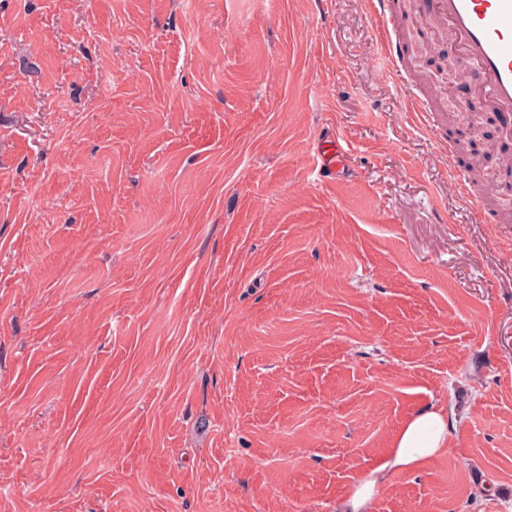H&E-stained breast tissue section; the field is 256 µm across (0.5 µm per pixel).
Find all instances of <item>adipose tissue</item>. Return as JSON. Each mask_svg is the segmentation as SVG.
<instances>
[{
  "label": "adipose tissue",
  "mask_w": 512,
  "mask_h": 512,
  "mask_svg": "<svg viewBox=\"0 0 512 512\" xmlns=\"http://www.w3.org/2000/svg\"><path fill=\"white\" fill-rule=\"evenodd\" d=\"M448 414L432 407L414 412L398 433L386 462L373 469L370 478L342 500L339 512H371L373 492L394 470L411 471L448 447Z\"/></svg>",
  "instance_id": "ef3b65f1"
}]
</instances>
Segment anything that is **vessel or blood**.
<instances>
[{
  "label": "vessel or blood",
  "instance_id": "obj_1",
  "mask_svg": "<svg viewBox=\"0 0 512 512\" xmlns=\"http://www.w3.org/2000/svg\"><path fill=\"white\" fill-rule=\"evenodd\" d=\"M423 10L444 17L453 30L464 64L477 74L482 90L512 127V0H421ZM383 61L396 67L399 48L393 39L392 0H370ZM350 152L342 139H329L316 165V179H335Z\"/></svg>",
  "mask_w": 512,
  "mask_h": 512
}]
</instances>
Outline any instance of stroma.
<instances>
[{
  "mask_svg": "<svg viewBox=\"0 0 512 512\" xmlns=\"http://www.w3.org/2000/svg\"><path fill=\"white\" fill-rule=\"evenodd\" d=\"M366 0H0V512H512V223ZM351 154L316 181L323 140ZM369 3L372 15L376 21V33L382 47L383 61L395 71L396 79L406 89L411 110L417 112L422 122L431 129L433 125L427 117L428 113H432V110L428 106L427 101L411 92L407 85V80L401 74L402 71L397 69L399 48L393 39V28L396 26V18L392 15V0H370ZM448 413L443 409L421 408L414 412L398 433L386 462L372 470L370 479L341 501L339 512H371L373 492L393 470L411 471L425 459L448 448Z\"/></svg>",
  "mask_w": 512,
  "mask_h": 512,
  "instance_id": "obj_1",
  "label": "stroma"
}]
</instances>
